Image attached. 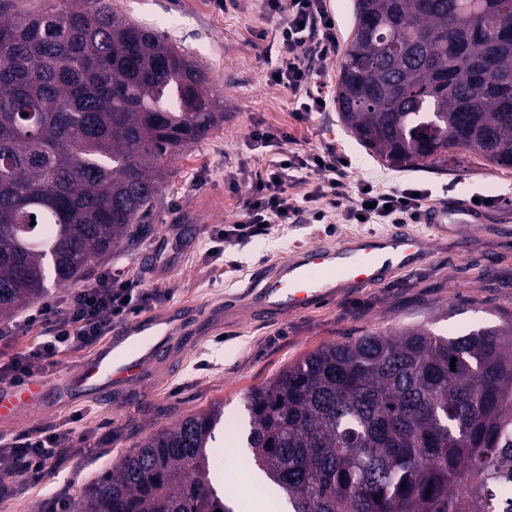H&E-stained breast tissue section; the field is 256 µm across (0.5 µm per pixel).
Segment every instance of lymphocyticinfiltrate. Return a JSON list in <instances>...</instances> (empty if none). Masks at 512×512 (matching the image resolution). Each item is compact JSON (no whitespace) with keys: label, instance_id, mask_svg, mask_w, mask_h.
Wrapping results in <instances>:
<instances>
[{"label":"lymphocytic infiltrate","instance_id":"f902f5d3","mask_svg":"<svg viewBox=\"0 0 512 512\" xmlns=\"http://www.w3.org/2000/svg\"><path fill=\"white\" fill-rule=\"evenodd\" d=\"M268 14L278 21L277 83L288 89L297 112L322 111L318 80L310 65L312 56L335 54L336 33L324 0H264ZM320 179L301 198L285 189L307 182L311 174ZM308 183V182H307ZM228 191L243 196L242 220L216 229L210 235L208 255L223 254L230 241H247L265 236L270 225L291 224L309 216L322 224L338 214L346 224H414L426 209L428 190L412 187L380 191L366 180L349 183L348 166L333 147L318 151H282L267 168L249 175L224 178ZM157 293H147L136 281L103 272L59 301L47 300L31 312L28 324L40 325L41 342L14 353L0 364V382H23L53 367L55 358L96 344L114 324L143 312ZM73 429L48 427L12 442L0 453V488L18 475L40 479L56 460L60 449L70 447Z\"/></svg>","mask_w":512,"mask_h":512}]
</instances>
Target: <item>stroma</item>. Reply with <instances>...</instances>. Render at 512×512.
<instances>
[{
  "instance_id": "stroma-1",
  "label": "stroma",
  "mask_w": 512,
  "mask_h": 512,
  "mask_svg": "<svg viewBox=\"0 0 512 512\" xmlns=\"http://www.w3.org/2000/svg\"><path fill=\"white\" fill-rule=\"evenodd\" d=\"M127 20L168 36L207 72L220 99L224 120L200 144L176 158L161 195L149 213L148 232L134 245L91 263L88 278L102 270L124 271L142 288L160 291L152 310L193 307L192 331L170 346L160 369L107 402L81 403L30 411L0 424V450L46 426L75 431L72 447L62 449L54 470L43 480L15 479L11 494L0 497V512H48L58 501L82 498L102 467L118 464L150 432L187 415L224 407L216 432V478L230 484L243 512L265 501L254 471H243L248 451V394L316 349L351 340L369 331L422 327L439 334L492 327L512 319V170L484 166L478 159L449 162L447 170H397L361 146L338 117L337 75L352 23L354 0H326L336 18V55L313 59L325 84L327 107L304 120L294 116V97L270 79L276 54V19L261 0H237L235 9L218 10L213 0H108ZM285 129L290 150L334 147L351 163L350 182L366 179L383 191L414 183L427 188V206L447 204L477 193L499 196L487 221L466 231L459 246L456 228L439 232L428 224L411 232L431 238L432 257L416 270L396 273L369 288L347 291L334 302L279 317L225 311V299L243 294L259 273L315 246H337L348 238L393 232L390 224H278L260 239L229 243L224 253H205L211 231L240 219L242 198L224 190V174L246 166H267L273 148L252 150L257 128ZM156 251L158 263L147 264Z\"/></svg>"
}]
</instances>
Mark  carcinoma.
<instances>
[{"label":"carcinoma","mask_w":512,"mask_h":512,"mask_svg":"<svg viewBox=\"0 0 512 512\" xmlns=\"http://www.w3.org/2000/svg\"><path fill=\"white\" fill-rule=\"evenodd\" d=\"M339 118L387 165L512 169V0H355ZM206 72L100 4L0 0V318L138 236L171 163L224 120ZM455 367H450L451 358ZM288 512H512V323L366 333L247 397ZM224 409L105 469L71 512H237L211 474Z\"/></svg>","instance_id":"1"}]
</instances>
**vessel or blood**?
I'll return each instance as SVG.
<instances>
[{
	"instance_id": "b4317fda",
	"label": "vessel or blood",
	"mask_w": 512,
	"mask_h": 512,
	"mask_svg": "<svg viewBox=\"0 0 512 512\" xmlns=\"http://www.w3.org/2000/svg\"><path fill=\"white\" fill-rule=\"evenodd\" d=\"M425 224H478L482 217L468 201L440 206L421 215ZM430 239L399 229L388 235H362L336 247H312L262 275L248 304L273 314L297 312L339 298L342 289L366 288L388 274L415 270L432 253ZM177 311L148 312L117 323L80 365L47 381L39 377L19 385H0V419L84 399L106 400L140 380L187 333Z\"/></svg>"
}]
</instances>
